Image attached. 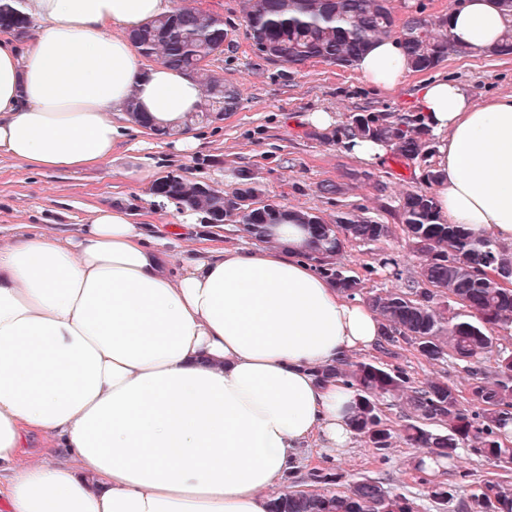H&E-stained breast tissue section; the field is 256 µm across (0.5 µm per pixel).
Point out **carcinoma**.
Instances as JSON below:
<instances>
[{
    "instance_id": "1",
    "label": "carcinoma",
    "mask_w": 512,
    "mask_h": 512,
    "mask_svg": "<svg viewBox=\"0 0 512 512\" xmlns=\"http://www.w3.org/2000/svg\"><path fill=\"white\" fill-rule=\"evenodd\" d=\"M503 19L500 47L493 54H512V0H496ZM32 20L15 0H0V28L23 34ZM245 32L267 55L301 66L312 59L349 67L371 44L382 38L398 40L407 65L416 72L435 67L454 51L447 22L439 29L428 19L408 18L397 25L389 0H246ZM227 32L224 19L181 5L135 31L132 40L139 52L177 70L186 71L204 86L206 101L189 121H209L235 112L241 105L236 87L224 84L210 73V63L224 51ZM361 137L384 141L397 159L426 156L428 130L417 115L386 112L358 113L326 139ZM230 192L193 181L181 174L163 177L152 194L176 200L202 224H236L254 238L266 235V225L288 221L306 226L312 238L309 259L317 270L332 279L346 295L360 294V279L335 262L346 242L356 240L375 246L391 236L381 224L358 210L336 212L327 222L321 216L272 201L265 196L255 173L238 169ZM399 215L408 246L417 260L415 274L404 287L374 293L366 301L383 324L379 350L393 354L403 343L420 349L431 364L452 358L463 365L465 387L475 409L462 407L459 390L445 381L418 384L402 369L375 361L343 358L319 370L323 378L345 380L358 394L353 419L356 434L367 447L380 452L391 446L392 435L382 418L380 402L394 398L406 424L404 438L430 458L455 468L459 449L488 460L512 462V444L506 443L512 424V353L497 355L494 365L481 366L493 352L496 334L512 332V290L499 287L487 271L512 273V249L500 246L464 224H446L436 212L431 195L408 191L400 198ZM451 298L465 314L448 317ZM343 474L317 469L306 475L311 489L291 490L272 501L271 512H419V504L403 493L388 491L382 481L368 476L336 490ZM490 496L475 489L466 512H512V487L498 483Z\"/></svg>"
}]
</instances>
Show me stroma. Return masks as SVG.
I'll return each instance as SVG.
<instances>
[{"mask_svg":"<svg viewBox=\"0 0 512 512\" xmlns=\"http://www.w3.org/2000/svg\"><path fill=\"white\" fill-rule=\"evenodd\" d=\"M191 4L224 20L228 32L224 51L211 61L210 68L224 83L238 88L240 109L223 120L193 125L190 132L199 141L193 151L176 150L172 137L146 139L133 131L128 147L119 148L113 162L92 170L38 172L0 155V243L22 233L29 224L46 231L77 233L81 224L88 222L92 207L119 202L130 208L134 223L160 224L170 219L169 207L157 201L151 182L133 186L121 175L131 164L129 146L144 140L156 162L157 176L178 172L228 192L234 186V171L245 167L256 174L267 197L288 207L327 220L333 219L339 208H355L389 225L391 235L379 251L349 241L338 261L361 276L362 296L400 288V280L379 266L378 254H392L405 274L413 273L416 261L407 249L398 206L405 192L429 190V162L400 164L389 158L365 167L336 142L323 139L306 117L321 109L342 124L355 113L414 112L423 73H408L399 89L385 91L363 81L351 67L318 60L294 67L261 55L246 38L245 0H191ZM433 72L457 80L479 103L512 94V55L452 53ZM325 184L340 186L341 194H323ZM389 364L405 370L417 382L437 377L457 384L464 377L455 361L429 364L407 344ZM382 410L393 433L392 445L385 451L386 463H379L377 455L356 439L345 455L333 460L315 448L301 450V472L333 467L348 476L381 477L391 491L415 496L421 512H461V502L468 500L476 485L492 478L512 479V470L504 471L466 447L459 452L456 470L440 468L431 476V483L452 484L457 489L446 505L435 504L419 483L416 464L422 450L407 445L399 436L405 423L400 407L387 399Z\"/></svg>","mask_w":512,"mask_h":512,"instance_id":"obj_1","label":"stroma"}]
</instances>
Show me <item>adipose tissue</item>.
Listing matches in <instances>:
<instances>
[{"label": "adipose tissue", "instance_id": "1", "mask_svg": "<svg viewBox=\"0 0 512 512\" xmlns=\"http://www.w3.org/2000/svg\"><path fill=\"white\" fill-rule=\"evenodd\" d=\"M43 21L26 48L0 31V154L36 170L94 168L131 124L183 130L204 97L182 71L146 62L133 31L173 0H24ZM452 41L491 50L494 0H465ZM398 88L397 40L357 61ZM418 109L438 138L440 217L512 246V95L475 103L458 82L425 80ZM191 217L149 236L118 206L79 233L38 230L0 245V512H270L301 449L348 448L356 394L318 368L375 350L371 305L306 255L298 224L268 241L174 255ZM49 460L19 466L32 440Z\"/></svg>", "mask_w": 512, "mask_h": 512}]
</instances>
